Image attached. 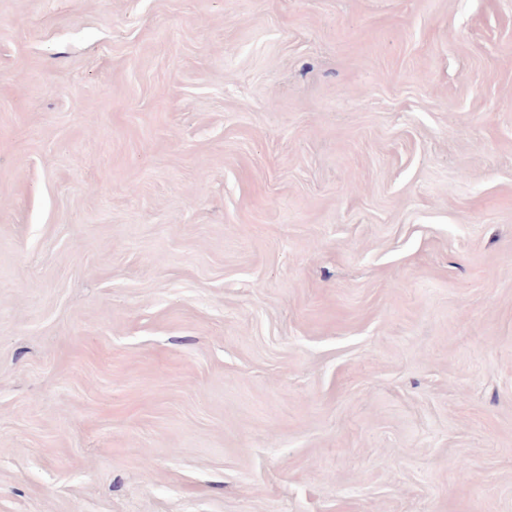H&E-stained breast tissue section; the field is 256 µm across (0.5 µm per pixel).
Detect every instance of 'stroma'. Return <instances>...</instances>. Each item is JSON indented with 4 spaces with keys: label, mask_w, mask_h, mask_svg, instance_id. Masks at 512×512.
<instances>
[{
    "label": "stroma",
    "mask_w": 512,
    "mask_h": 512,
    "mask_svg": "<svg viewBox=\"0 0 512 512\" xmlns=\"http://www.w3.org/2000/svg\"><path fill=\"white\" fill-rule=\"evenodd\" d=\"M0 512H512V0H0Z\"/></svg>",
    "instance_id": "stroma-1"
}]
</instances>
